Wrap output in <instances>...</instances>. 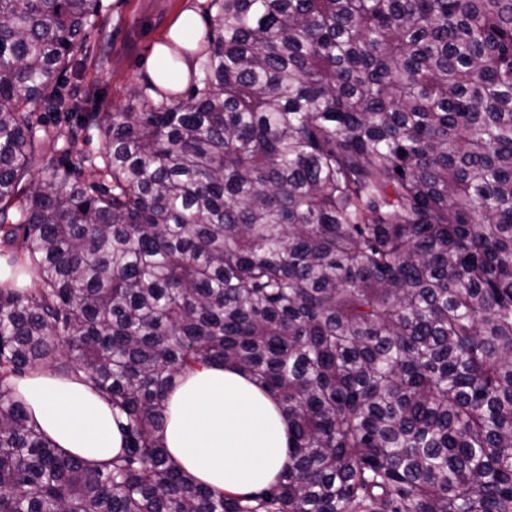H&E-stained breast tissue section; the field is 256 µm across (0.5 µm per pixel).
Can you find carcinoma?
Returning <instances> with one entry per match:
<instances>
[{
  "mask_svg": "<svg viewBox=\"0 0 512 512\" xmlns=\"http://www.w3.org/2000/svg\"><path fill=\"white\" fill-rule=\"evenodd\" d=\"M102 9L0 0V512H512V0H210L188 97L121 112L68 82ZM213 364L288 419L260 492L161 446ZM42 368L124 417L112 462L30 420ZM77 147L91 157L103 155L104 138L100 128L95 125H87L79 131Z\"/></svg>",
  "mask_w": 512,
  "mask_h": 512,
  "instance_id": "cac0c4a2",
  "label": "carcinoma"
}]
</instances>
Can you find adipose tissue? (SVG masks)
<instances>
[{"instance_id": "1", "label": "adipose tissue", "mask_w": 512, "mask_h": 512, "mask_svg": "<svg viewBox=\"0 0 512 512\" xmlns=\"http://www.w3.org/2000/svg\"><path fill=\"white\" fill-rule=\"evenodd\" d=\"M167 53L164 43L154 45L149 73L175 93L198 62L189 55L171 70ZM17 389L33 419L64 453L106 464L123 448L110 402L81 377L41 369L20 380ZM162 436L178 467L221 493L261 491L288 462V422L275 398L230 367L199 366L178 378L168 395Z\"/></svg>"}]
</instances>
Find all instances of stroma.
<instances>
[{"mask_svg": "<svg viewBox=\"0 0 512 512\" xmlns=\"http://www.w3.org/2000/svg\"><path fill=\"white\" fill-rule=\"evenodd\" d=\"M206 6V0H103L101 36L78 49L83 62L71 88L101 94L112 111L126 106L132 89L145 83L152 48L172 21L188 8L203 14Z\"/></svg>", "mask_w": 512, "mask_h": 512, "instance_id": "35a3bbf8", "label": "stroma"}]
</instances>
